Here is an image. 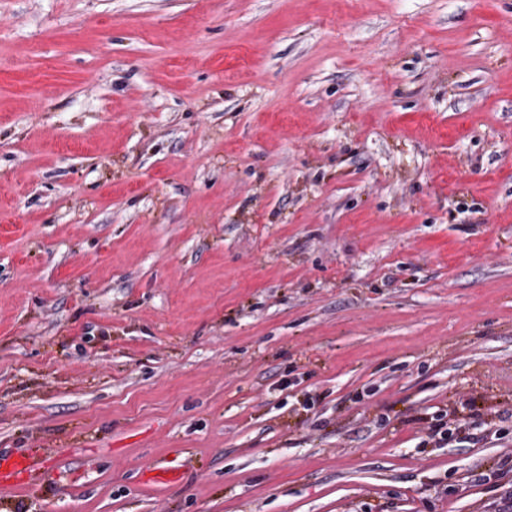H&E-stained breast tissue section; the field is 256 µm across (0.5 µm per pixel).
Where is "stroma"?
<instances>
[{
	"mask_svg": "<svg viewBox=\"0 0 512 512\" xmlns=\"http://www.w3.org/2000/svg\"><path fill=\"white\" fill-rule=\"evenodd\" d=\"M43 447L0 512H512V0H0Z\"/></svg>",
	"mask_w": 512,
	"mask_h": 512,
	"instance_id": "obj_1",
	"label": "stroma"
}]
</instances>
